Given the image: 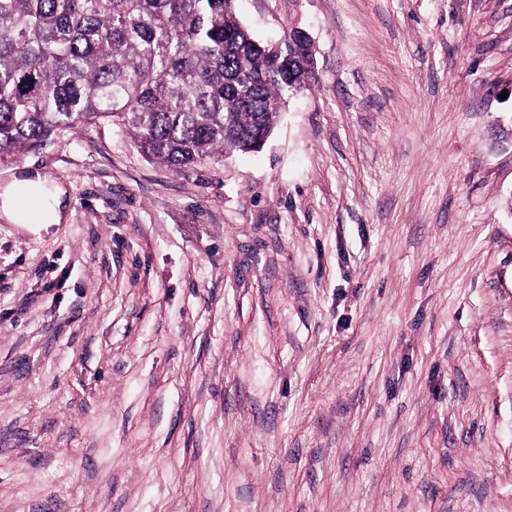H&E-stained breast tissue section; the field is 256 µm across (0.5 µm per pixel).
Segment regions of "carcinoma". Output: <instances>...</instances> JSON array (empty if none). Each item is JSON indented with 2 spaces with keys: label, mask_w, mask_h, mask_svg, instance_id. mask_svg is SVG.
Masks as SVG:
<instances>
[{
  "label": "carcinoma",
  "mask_w": 512,
  "mask_h": 512,
  "mask_svg": "<svg viewBox=\"0 0 512 512\" xmlns=\"http://www.w3.org/2000/svg\"><path fill=\"white\" fill-rule=\"evenodd\" d=\"M237 0H0V160L109 119L185 175L248 153L315 60L296 30L260 43Z\"/></svg>",
  "instance_id": "1"
}]
</instances>
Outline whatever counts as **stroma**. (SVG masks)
<instances>
[{
    "label": "stroma",
    "mask_w": 512,
    "mask_h": 512,
    "mask_svg": "<svg viewBox=\"0 0 512 512\" xmlns=\"http://www.w3.org/2000/svg\"><path fill=\"white\" fill-rule=\"evenodd\" d=\"M316 81L184 176L0 161V512H512V0H239ZM48 181L39 174H26L23 177H15L5 183L0 192V218L6 219L10 224L43 225L59 224L66 213V191L56 186L50 195L47 214L41 215L34 211H24L19 206V198L22 195L39 196L45 189Z\"/></svg>",
    "instance_id": "1"
}]
</instances>
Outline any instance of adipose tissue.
Here are the masks:
<instances>
[{
  "label": "adipose tissue",
  "instance_id": "ef3b65f1",
  "mask_svg": "<svg viewBox=\"0 0 512 512\" xmlns=\"http://www.w3.org/2000/svg\"><path fill=\"white\" fill-rule=\"evenodd\" d=\"M46 185L45 179L37 174H27L13 178L0 187V217L8 222L20 225H43L60 223L66 213V192L55 187L50 195L46 214L22 210L19 199L22 195H40Z\"/></svg>",
  "mask_w": 512,
  "mask_h": 512
}]
</instances>
